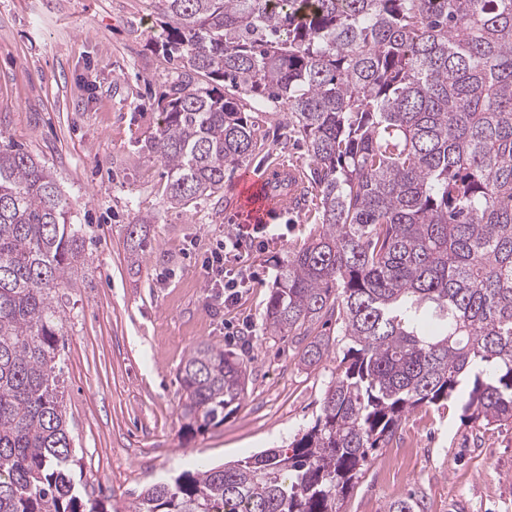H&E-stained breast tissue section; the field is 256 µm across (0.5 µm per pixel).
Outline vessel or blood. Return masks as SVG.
I'll use <instances>...</instances> for the list:
<instances>
[{
  "label": "vessel or blood",
  "mask_w": 512,
  "mask_h": 512,
  "mask_svg": "<svg viewBox=\"0 0 512 512\" xmlns=\"http://www.w3.org/2000/svg\"><path fill=\"white\" fill-rule=\"evenodd\" d=\"M306 174L301 166L272 162L260 176L242 178L240 219L246 224H266L291 212L304 190Z\"/></svg>",
  "instance_id": "vessel-or-blood-1"
}]
</instances>
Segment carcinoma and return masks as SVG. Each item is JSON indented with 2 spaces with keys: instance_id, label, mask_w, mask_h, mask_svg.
<instances>
[{
  "instance_id": "obj_1",
  "label": "carcinoma",
  "mask_w": 512,
  "mask_h": 512,
  "mask_svg": "<svg viewBox=\"0 0 512 512\" xmlns=\"http://www.w3.org/2000/svg\"><path fill=\"white\" fill-rule=\"evenodd\" d=\"M156 0L165 58L158 132L166 200L224 191L255 150L238 98L288 108L321 226L279 265L273 333L336 321L343 357L287 450L185 471L129 512H340L370 451L450 398L477 426L512 422V0ZM146 216L127 225L135 256ZM53 174L0 145V512L86 507L71 476L56 294L83 260ZM308 342L300 362L329 357ZM183 430L224 423L246 367L198 343L179 369ZM387 512H427L413 493Z\"/></svg>"
}]
</instances>
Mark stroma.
<instances>
[{"mask_svg":"<svg viewBox=\"0 0 512 512\" xmlns=\"http://www.w3.org/2000/svg\"><path fill=\"white\" fill-rule=\"evenodd\" d=\"M160 37L154 0H0V142L51 169L84 234L85 261L61 308L72 477L85 504L118 512L197 463L288 447L319 415L336 368L332 358L302 365L298 338L265 324L278 260L320 224L316 196L274 220L264 246L244 243L253 280L235 307L205 284L224 234L253 232L237 220L239 171L308 162L284 138L286 108L260 113L256 149L226 173L223 198L168 206L165 168L145 148L171 74ZM146 215L151 244L130 255L126 226ZM200 342L243 360L248 382L223 425L188 435L178 370ZM414 491L428 512H512V423L474 427L453 400L417 408L370 456L345 512H387Z\"/></svg>","mask_w":512,"mask_h":512,"instance_id":"stroma-1","label":"stroma"}]
</instances>
